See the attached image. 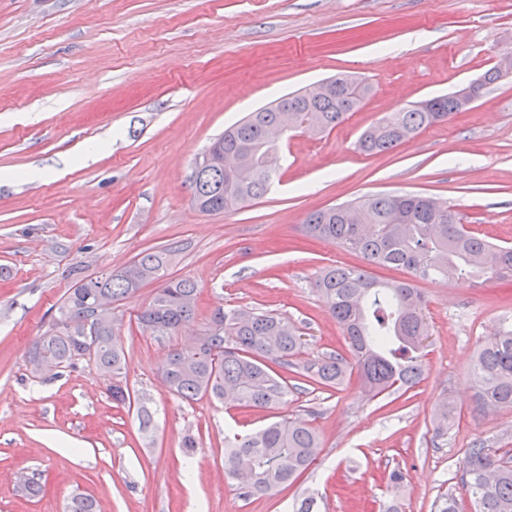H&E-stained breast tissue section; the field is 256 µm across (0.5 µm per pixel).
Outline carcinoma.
I'll return each instance as SVG.
<instances>
[{"mask_svg":"<svg viewBox=\"0 0 512 512\" xmlns=\"http://www.w3.org/2000/svg\"><path fill=\"white\" fill-rule=\"evenodd\" d=\"M372 93L359 81L342 87L339 96L311 100L300 91L250 113L215 138L206 152H235L242 169L235 174L204 169L193 176L191 198L203 213L217 215L240 208L264 195L273 180L262 170V157L276 146L268 131L283 118V110L297 111L309 121L308 133L320 135L335 128L360 109ZM433 109L411 108L389 112L367 127L357 148L372 155L397 149L421 131L448 121L459 111L452 96L432 98ZM357 210L361 222L347 219ZM312 238L331 240L361 256L370 265L406 270L410 278L381 282L366 271L345 264L322 269L313 282L329 315L339 325L355 361L362 394L409 389L420 379L426 357L428 323L425 301L415 282H448L464 276L484 282L512 280V247L489 241L468 229L452 207L442 205L432 219L429 197L414 193L374 194L354 202L310 212L303 224ZM141 274L159 283L138 315L143 329L171 336L196 314L197 283L170 277L171 251H143L137 257ZM137 287L124 268L107 275L80 278L58 307L60 330L41 336L29 352L34 376L43 361L67 368L85 354L84 340L67 331L66 324L89 314L101 293L116 303L134 296ZM93 361L112 371L109 395L118 405L131 401L122 375L126 355L114 327L96 332ZM304 344L297 326L272 311L253 308L213 310L201 339L169 350L163 383L169 393L185 401L210 397L232 407L270 409L295 386L278 369L300 367L299 375L326 387L341 384L347 361L330 352L299 364ZM474 408H512V314L498 332L481 342L473 357ZM455 421V408L442 401L436 412L434 434L442 436ZM224 465L239 496L259 499L288 488L311 465L321 448L317 430L301 421L283 419L244 436L224 441ZM460 480L468 491L473 512H512V448H495L486 441L471 444L460 466ZM68 512H98L96 500L78 494Z\"/></svg>","mask_w":512,"mask_h":512,"instance_id":"1","label":"carcinoma"}]
</instances>
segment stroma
<instances>
[{"instance_id": "stroma-1", "label": "stroma", "mask_w": 512, "mask_h": 512, "mask_svg": "<svg viewBox=\"0 0 512 512\" xmlns=\"http://www.w3.org/2000/svg\"><path fill=\"white\" fill-rule=\"evenodd\" d=\"M512 55V0H0V512H66L78 492L102 512H434L453 493L476 440L512 448V409L473 412L469 368L479 342L512 311V280L422 281L427 356L413 387L360 396L304 384L269 411L187 402L162 384L169 350L200 335L216 307H257L301 328L303 356L346 353L311 283L323 267L362 266L308 237V213L371 194L411 192L457 210L463 224L512 246V82L383 154L356 149L385 113L450 94ZM338 75L371 96L342 125L284 144L270 190L241 208L200 212L190 182L225 128L280 96ZM43 170L37 180L26 171ZM147 249L173 253L169 274L200 288L194 320L171 336L138 324L148 284L115 303L131 403L112 402V376L78 361L32 377L28 351L49 331L79 277ZM461 415L442 437L437 402ZM152 414L142 427L139 406ZM299 419L319 455L271 498L239 497L224 476V435ZM193 436V455L182 441ZM405 475L402 493L387 479ZM43 487L21 495V477Z\"/></svg>"}]
</instances>
